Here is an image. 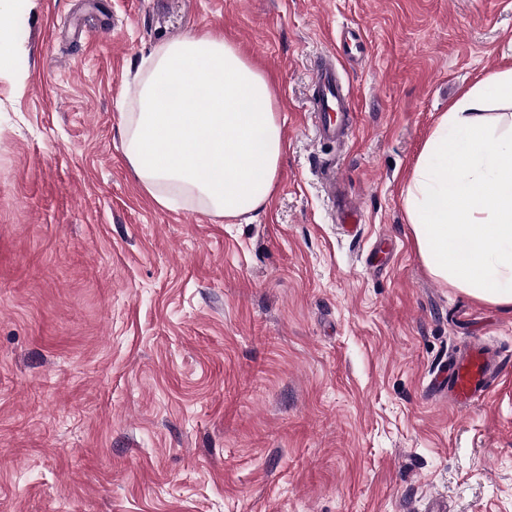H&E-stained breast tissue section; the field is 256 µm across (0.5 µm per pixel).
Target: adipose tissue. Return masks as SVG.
I'll use <instances>...</instances> for the list:
<instances>
[{"mask_svg": "<svg viewBox=\"0 0 512 512\" xmlns=\"http://www.w3.org/2000/svg\"><path fill=\"white\" fill-rule=\"evenodd\" d=\"M125 157L158 206L249 220L276 186L282 126L272 86L238 47L207 32L143 55ZM405 219L429 273L512 312V69L442 114L405 183Z\"/></svg>", "mask_w": 512, "mask_h": 512, "instance_id": "1", "label": "adipose tissue"}]
</instances>
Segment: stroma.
I'll use <instances>...</instances> for the list:
<instances>
[{
    "label": "stroma",
    "instance_id": "stroma-1",
    "mask_svg": "<svg viewBox=\"0 0 512 512\" xmlns=\"http://www.w3.org/2000/svg\"><path fill=\"white\" fill-rule=\"evenodd\" d=\"M0 52V512H512V312L433 278L402 192L443 112L512 68V0H11ZM273 82L253 220L140 189L122 114L191 32ZM335 54L348 144L316 138ZM362 222L337 224L318 169ZM482 338L485 402L431 397Z\"/></svg>",
    "mask_w": 512,
    "mask_h": 512
}]
</instances>
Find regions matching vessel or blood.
Masks as SVG:
<instances>
[{"label":"vessel or blood","mask_w":512,"mask_h":512,"mask_svg":"<svg viewBox=\"0 0 512 512\" xmlns=\"http://www.w3.org/2000/svg\"><path fill=\"white\" fill-rule=\"evenodd\" d=\"M312 110L320 139L341 142L348 136L344 119L352 99L333 62L322 61L312 82ZM503 362L498 352L475 340L450 356L431 382L434 393L447 396L452 408H465L483 398L495 384Z\"/></svg>","instance_id":"1"}]
</instances>
